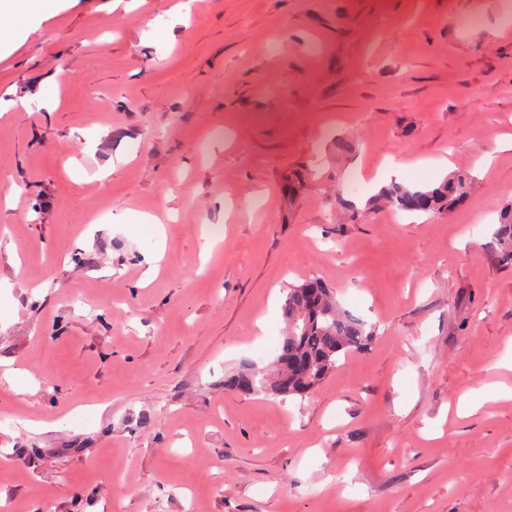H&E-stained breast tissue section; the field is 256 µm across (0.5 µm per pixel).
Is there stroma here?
<instances>
[{"instance_id": "stroma-1", "label": "stroma", "mask_w": 512, "mask_h": 512, "mask_svg": "<svg viewBox=\"0 0 512 512\" xmlns=\"http://www.w3.org/2000/svg\"><path fill=\"white\" fill-rule=\"evenodd\" d=\"M175 2L58 0L0 53V512H512V19ZM445 156L463 205H384ZM311 278L368 349L302 399L225 388ZM492 244L502 265L512 267V206L501 217Z\"/></svg>"}]
</instances>
